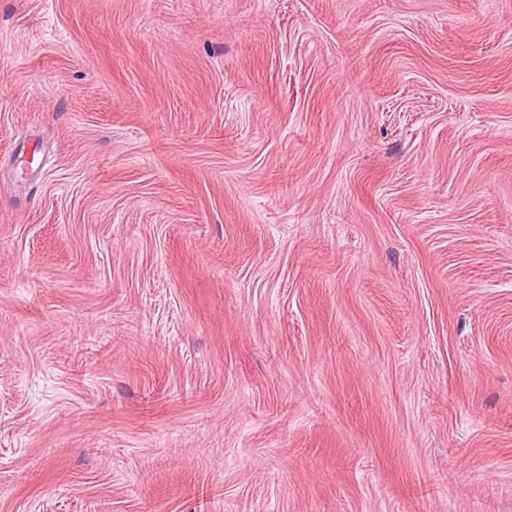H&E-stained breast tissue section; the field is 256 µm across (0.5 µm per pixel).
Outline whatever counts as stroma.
Returning <instances> with one entry per match:
<instances>
[{
    "mask_svg": "<svg viewBox=\"0 0 512 512\" xmlns=\"http://www.w3.org/2000/svg\"><path fill=\"white\" fill-rule=\"evenodd\" d=\"M0 512H512V0H0Z\"/></svg>",
    "mask_w": 512,
    "mask_h": 512,
    "instance_id": "stroma-1",
    "label": "stroma"
}]
</instances>
